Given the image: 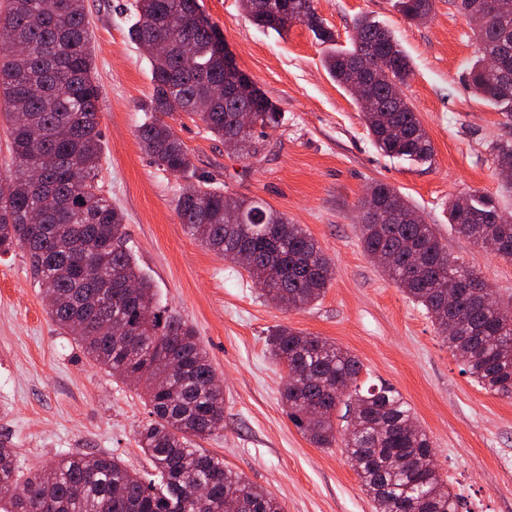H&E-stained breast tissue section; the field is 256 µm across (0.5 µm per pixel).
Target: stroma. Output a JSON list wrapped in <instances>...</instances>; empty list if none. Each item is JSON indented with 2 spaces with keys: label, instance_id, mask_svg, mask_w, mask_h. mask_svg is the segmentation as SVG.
<instances>
[{
  "label": "stroma",
  "instance_id": "35a3bbf8",
  "mask_svg": "<svg viewBox=\"0 0 512 512\" xmlns=\"http://www.w3.org/2000/svg\"><path fill=\"white\" fill-rule=\"evenodd\" d=\"M134 0H85L94 70L101 87L99 184L124 215L127 246L164 304L193 325L224 389V423L196 442L275 496L284 512H375L340 445L318 448L289 420L281 399L286 371L268 335L284 325L322 336L362 363L364 385L395 386L429 435L437 470L465 512H512V398L482 389L443 343L426 310L365 254L361 202L386 183L433 224L451 258L512 299V262L463 237L448 204L480 192L512 213L493 147L512 127L471 89L479 55L472 20L434 0L431 16L406 20L394 0H315L336 46L350 48L367 15L389 29L413 75L405 94L434 145L420 165L380 152L360 107L323 67L325 47L298 23L284 34L256 26L240 0H199L237 68L276 105L267 158L255 167L197 121H166L188 148L197 176L237 196L259 198L302 227L332 260L324 296L285 310L224 256L190 236L175 201L183 188L142 150L140 106L151 91L144 51L127 37ZM149 408L135 388L84 356L51 322L22 250L0 254V442L22 474L72 454L108 453L140 471L136 442Z\"/></svg>",
  "mask_w": 512,
  "mask_h": 512
}]
</instances>
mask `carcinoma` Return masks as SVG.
<instances>
[{"label":"carcinoma","instance_id":"cac0c4a2","mask_svg":"<svg viewBox=\"0 0 512 512\" xmlns=\"http://www.w3.org/2000/svg\"><path fill=\"white\" fill-rule=\"evenodd\" d=\"M494 4L478 29L480 57L468 79L484 100L512 124V0ZM256 24L278 33L305 25L321 43L334 41L314 0H241ZM407 19L429 17L433 0H395ZM129 38L148 51L152 92L141 105L139 139L154 163L188 181L175 209L187 232L230 258L247 252L249 277L271 285L273 303L301 309L318 301L334 268L322 248L299 224L267 202L231 196L196 176L188 148L163 117L185 112L200 121L224 147L251 165L264 160L257 129L278 123L272 101L245 74L224 60L215 32L197 23L198 0H135ZM354 45L332 51L324 66L360 105L375 146L383 153L426 164L434 156L430 137L408 103L412 76L408 56L392 34L360 17ZM22 43L16 52L0 47V103L10 129L12 169L0 176V254L23 250L34 278L45 289L47 314L80 346L87 358L143 391L150 420L137 444L152 472L141 473L108 455H71L28 475L23 495L15 451L0 443V512H195L191 494L209 488L203 512H283L271 493L199 452L201 438L219 422L223 392L196 331L162 304L151 280L126 247L122 213L98 184L101 160L99 102L84 0H6L0 31ZM163 39L169 51H149ZM253 109L245 127L240 111ZM496 166L512 174V143L495 147ZM383 212L362 218L365 253L389 258L387 272L410 299L422 305L438 334L465 371L484 390L512 398V303H504L475 271L448 256L433 225L414 221L415 207L385 183L371 187ZM23 224H38L39 242L29 244ZM448 224L477 245L502 242L496 252L512 261V214L495 199L475 193L452 200ZM112 242L100 249L101 232ZM109 275L136 285L134 301L93 288ZM148 306L146 319L139 307ZM112 320L99 334L93 318ZM271 357L288 371L282 399L291 422L319 448L341 437L349 461L374 503L375 512H460L459 497L436 470L432 442L414 421L411 407L391 384L358 385L362 364L349 351L321 337L277 326L269 333ZM353 390L336 393V379ZM354 415L336 428L339 406ZM406 451L415 465L394 464Z\"/></svg>","mask_w":512,"mask_h":512}]
</instances>
